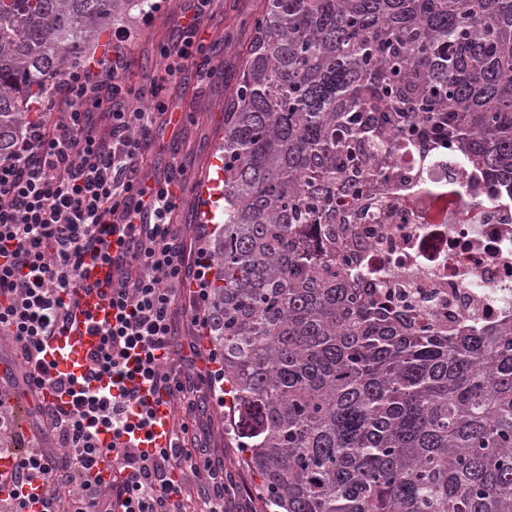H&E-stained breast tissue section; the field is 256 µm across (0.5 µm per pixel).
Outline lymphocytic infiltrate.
<instances>
[{"label":"lymphocytic infiltrate","mask_w":512,"mask_h":512,"mask_svg":"<svg viewBox=\"0 0 512 512\" xmlns=\"http://www.w3.org/2000/svg\"><path fill=\"white\" fill-rule=\"evenodd\" d=\"M178 38L163 46L166 78L190 66L212 0H192ZM127 32L117 29L112 58L69 73L48 118L30 122L14 153L0 158V338L22 359L21 382L61 398L37 412L61 448L53 455L25 440L0 392V512H184V473L207 482V512H224V475L182 439L190 430L192 381L173 366L175 301L195 276L196 310L208 305L205 249L190 253L171 224L178 180L148 177L142 156L165 106L162 84L132 88L122 79ZM111 263V323L90 322L99 342L82 373L58 370L44 348L62 334L84 287L85 265ZM182 400L168 420L166 447H150L152 399ZM111 456L116 478L95 468Z\"/></svg>","instance_id":"f902f5d3"}]
</instances>
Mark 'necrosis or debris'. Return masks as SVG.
<instances>
[{
	"label": "necrosis or debris",
	"instance_id": "4bbe7bcc",
	"mask_svg": "<svg viewBox=\"0 0 512 512\" xmlns=\"http://www.w3.org/2000/svg\"><path fill=\"white\" fill-rule=\"evenodd\" d=\"M424 180L461 186L451 201L386 194L376 218L358 225L368 266L381 285L402 292L413 311L449 330L512 321V205L456 152L437 158Z\"/></svg>",
	"mask_w": 512,
	"mask_h": 512
}]
</instances>
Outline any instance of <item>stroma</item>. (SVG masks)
Wrapping results in <instances>:
<instances>
[{
	"mask_svg": "<svg viewBox=\"0 0 512 512\" xmlns=\"http://www.w3.org/2000/svg\"><path fill=\"white\" fill-rule=\"evenodd\" d=\"M188 5V0H160L149 20H142L137 9L119 18V25L131 33L127 47L129 67L124 73L128 83L139 86L163 76L159 50L176 38L180 12ZM224 12L225 0H213L201 26L203 45L215 50L211 59L214 77L207 83H199L194 68L190 67L166 83L163 97L176 120L173 124L158 126L144 168L145 174L150 176L165 172L173 165L181 167V190L173 222L190 242L197 234L209 237L214 232L212 225L196 221L195 216L200 211L202 181L216 175L213 159L219 156L222 145L216 129L224 120V70L234 62L232 53L224 49ZM191 294V288H183L176 301L175 329L179 348L175 365L185 372L206 367L219 369V362L208 359L211 345L203 322L191 320ZM228 410V404L213 399L196 413L199 425L207 434L209 458L223 465L226 473L234 474L244 488L241 494L226 496L225 508L227 512H264L262 502L251 494L256 478L244 467L241 449L224 432Z\"/></svg>",
	"mask_w": 512,
	"mask_h": 512,
	"instance_id": "stroma-1",
	"label": "stroma"
}]
</instances>
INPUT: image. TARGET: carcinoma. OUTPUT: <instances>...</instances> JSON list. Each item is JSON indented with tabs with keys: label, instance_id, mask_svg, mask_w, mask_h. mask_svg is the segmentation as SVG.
Here are the masks:
<instances>
[{
	"label": "carcinoma",
	"instance_id": "obj_1",
	"mask_svg": "<svg viewBox=\"0 0 512 512\" xmlns=\"http://www.w3.org/2000/svg\"><path fill=\"white\" fill-rule=\"evenodd\" d=\"M144 0H0V157ZM207 327L272 512H512V322L448 333L350 279L399 152L512 202V0H263L224 25Z\"/></svg>",
	"mask_w": 512,
	"mask_h": 512
}]
</instances>
